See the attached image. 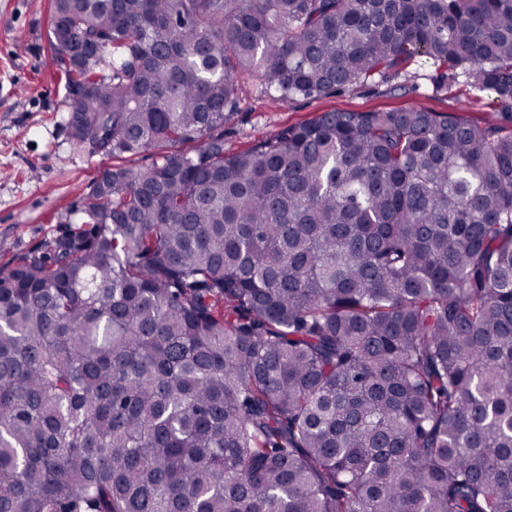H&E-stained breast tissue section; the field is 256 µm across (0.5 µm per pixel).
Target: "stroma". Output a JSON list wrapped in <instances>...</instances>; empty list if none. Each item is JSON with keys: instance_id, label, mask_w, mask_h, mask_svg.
Masks as SVG:
<instances>
[{"instance_id": "1", "label": "stroma", "mask_w": 512, "mask_h": 512, "mask_svg": "<svg viewBox=\"0 0 512 512\" xmlns=\"http://www.w3.org/2000/svg\"><path fill=\"white\" fill-rule=\"evenodd\" d=\"M51 0H0V267L39 248L73 217L97 174L112 160L71 145L64 119L70 100L49 45ZM422 57L401 73L377 74L331 95L284 104L241 82L240 108L224 125V147L242 150L281 127L328 110L391 111L412 105L483 121L494 107L469 78H446Z\"/></svg>"}]
</instances>
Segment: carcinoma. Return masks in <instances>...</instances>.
Instances as JSON below:
<instances>
[{
	"label": "carcinoma",
	"mask_w": 512,
	"mask_h": 512,
	"mask_svg": "<svg viewBox=\"0 0 512 512\" xmlns=\"http://www.w3.org/2000/svg\"><path fill=\"white\" fill-rule=\"evenodd\" d=\"M49 43L113 163L0 268V512H512V0H51ZM414 56L500 121L330 110L224 151L240 79Z\"/></svg>",
	"instance_id": "obj_1"
}]
</instances>
